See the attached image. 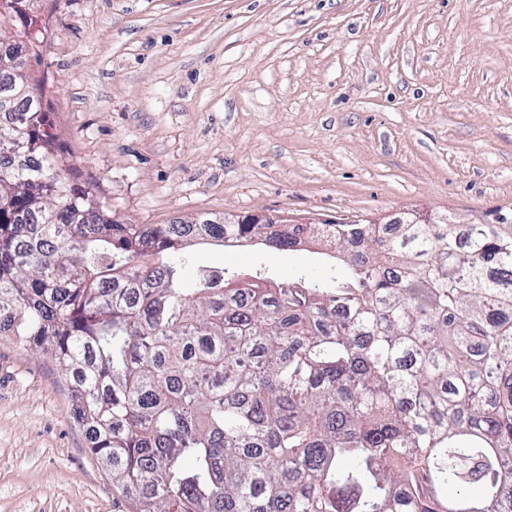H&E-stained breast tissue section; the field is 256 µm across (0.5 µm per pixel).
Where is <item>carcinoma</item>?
Instances as JSON below:
<instances>
[{"instance_id": "obj_1", "label": "carcinoma", "mask_w": 512, "mask_h": 512, "mask_svg": "<svg viewBox=\"0 0 512 512\" xmlns=\"http://www.w3.org/2000/svg\"><path fill=\"white\" fill-rule=\"evenodd\" d=\"M39 23L0 34V336L48 355L134 512H512V221L323 225L319 282L187 248L303 224H128L63 169Z\"/></svg>"}]
</instances>
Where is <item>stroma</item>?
<instances>
[{
  "label": "stroma",
  "instance_id": "35a3bbf8",
  "mask_svg": "<svg viewBox=\"0 0 512 512\" xmlns=\"http://www.w3.org/2000/svg\"><path fill=\"white\" fill-rule=\"evenodd\" d=\"M47 120L112 213L294 224L512 210V0H36ZM324 245L200 244L218 267L320 280ZM69 382L0 337V512H132Z\"/></svg>",
  "mask_w": 512,
  "mask_h": 512
}]
</instances>
